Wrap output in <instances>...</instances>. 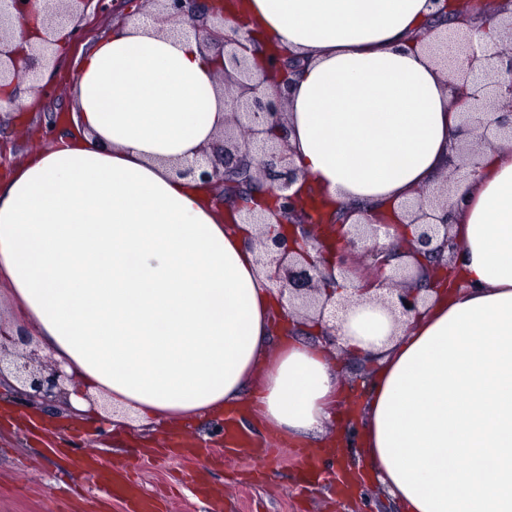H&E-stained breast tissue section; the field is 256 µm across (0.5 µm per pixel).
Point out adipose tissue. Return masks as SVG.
Instances as JSON below:
<instances>
[{"label":"adipose tissue","instance_id":"adipose-tissue-1","mask_svg":"<svg viewBox=\"0 0 512 512\" xmlns=\"http://www.w3.org/2000/svg\"><path fill=\"white\" fill-rule=\"evenodd\" d=\"M444 0H235L225 30L252 29L304 65L286 90L289 141L328 208L399 222L455 157L448 74L428 50ZM169 20L129 15L78 65L74 125L0 180V280L53 359L71 406L118 436L220 423L255 409L317 455L344 390L331 354L303 342L336 326L374 362L363 418L368 480L398 512H512V142L484 147L452 188L463 252L452 288L417 319L337 292L322 323L271 345L281 299L251 224L226 223L197 180L230 114L221 58ZM112 402L111 412L97 402Z\"/></svg>","mask_w":512,"mask_h":512}]
</instances>
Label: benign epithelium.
Wrapping results in <instances>:
<instances>
[{
    "label": "benign epithelium",
    "instance_id": "7a95c632",
    "mask_svg": "<svg viewBox=\"0 0 512 512\" xmlns=\"http://www.w3.org/2000/svg\"><path fill=\"white\" fill-rule=\"evenodd\" d=\"M31 0H0V83L38 98L46 86L37 81V70L48 64L58 39L57 26H71L69 37L78 39L83 32L84 6L87 0H53L50 9L54 23L41 37V46L26 52L13 43L10 33L12 17L23 14ZM167 19L187 23L197 36L207 43L224 44L220 69L221 82L227 96L232 120L220 140L205 154L204 162L177 170L181 176L193 175L201 186L212 191L216 206L224 207V192L235 191L231 209L243 214L247 224L267 223V215L278 223L288 224V218L308 206V200L293 189L299 180L310 176L297 167L288 144L283 86L291 84L290 75L297 72L291 57L283 53L267 56L266 65L255 69L250 61V47L258 44L251 32L224 30V4L218 0H155ZM484 27L507 31L512 43V20L505 21L501 11L482 15ZM449 81L450 104L460 112L456 130L458 150L463 169L471 176L479 173L475 157L478 149L491 145L502 130L511 127L512 134V48L492 55L478 54L467 44L461 63L452 66ZM455 204L450 201V188L441 189L431 199H419L406 205L409 223L419 226V234L409 240L403 251L380 243L389 236L391 225L383 224L365 214L348 224H316L306 219L301 224H289V231L263 233L257 237L259 263L269 280L278 285L288 304L323 320L328 309H336L335 299L340 282L354 281L355 294L361 296L384 291L395 296L393 306L407 317L420 314L422 299L419 290L404 285L421 258H432V268L443 278L454 276L455 269L443 262L447 250L461 251V245L449 229L453 223ZM336 231V247L332 263L323 266L311 252L325 251L324 230ZM368 260L372 273L368 278L355 276L350 262L353 254ZM395 258L411 262L391 265ZM12 374L26 387L22 395L51 405L65 393L72 376L53 359H44L37 351L19 355L10 361Z\"/></svg>",
    "mask_w": 512,
    "mask_h": 512
}]
</instances>
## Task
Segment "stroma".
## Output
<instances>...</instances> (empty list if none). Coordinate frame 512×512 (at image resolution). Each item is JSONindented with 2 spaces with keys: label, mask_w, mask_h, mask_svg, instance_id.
<instances>
[{
  "label": "stroma",
  "mask_w": 512,
  "mask_h": 512,
  "mask_svg": "<svg viewBox=\"0 0 512 512\" xmlns=\"http://www.w3.org/2000/svg\"><path fill=\"white\" fill-rule=\"evenodd\" d=\"M93 31L78 46L62 47L55 67L59 80L28 109L24 122H0V142L14 143V152L0 160V175L25 156L51 148L53 138L26 135V127L49 124L71 112L70 84L82 52L108 34L118 9L151 11L153 0H106ZM254 443L273 445L274 452L256 456L250 447L224 454L208 443L201 457L169 453L170 436L155 448L92 431L87 421L67 411L65 403L46 408L37 428L0 424V512H127L113 500L103 479H88L77 461L94 454L106 467L134 472L141 491L157 505L156 512H357L356 491L339 493L334 484L302 481L307 463L296 443L273 438L255 417H241Z\"/></svg>",
  "instance_id": "35a3bbf8"
}]
</instances>
